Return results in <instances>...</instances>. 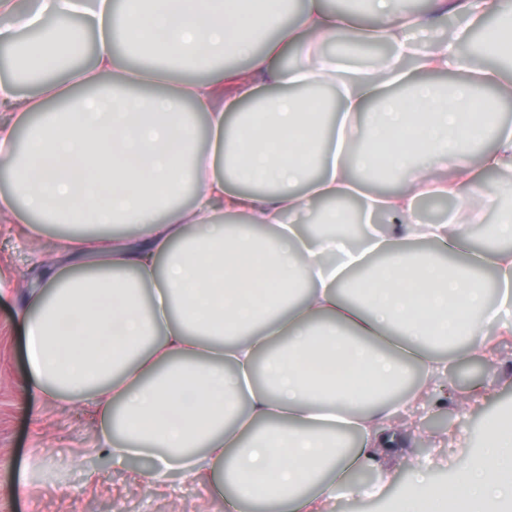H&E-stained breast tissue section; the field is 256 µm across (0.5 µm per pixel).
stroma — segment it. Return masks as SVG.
Segmentation results:
<instances>
[{"instance_id":"1","label":"stroma","mask_w":512,"mask_h":512,"mask_svg":"<svg viewBox=\"0 0 512 512\" xmlns=\"http://www.w3.org/2000/svg\"><path fill=\"white\" fill-rule=\"evenodd\" d=\"M46 258L44 240L0 231V279L8 286L0 295V512H226L224 494L212 476L185 479L176 474L148 484L152 457L114 461L99 446L90 408L29 393L19 313L24 285L38 277ZM481 334L491 358L445 348L437 354L449 360L463 388L482 383L483 398L465 404L452 398L420 411L402 455L385 471L373 465L358 471L357 493L340 501L323 499L319 512H388L404 498L422 463L433 484L459 477L466 459L481 450L487 424L512 413V335L498 333L493 324L483 326ZM40 451L72 456L77 463L66 471L45 468L22 482L25 463ZM381 474L386 477L384 494L363 496L362 487Z\"/></svg>"}]
</instances>
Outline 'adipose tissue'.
<instances>
[{"mask_svg":"<svg viewBox=\"0 0 512 512\" xmlns=\"http://www.w3.org/2000/svg\"><path fill=\"white\" fill-rule=\"evenodd\" d=\"M372 2L370 26L325 0H303L286 26L281 0H41L31 14L0 0L1 43L58 22L20 49L37 94L0 80V168L13 183L0 223L41 237L64 228L20 314L28 390L90 406L115 460L155 457L150 482L212 472L232 512H317L319 499L350 494L365 460L399 456L421 389L389 401L374 385L416 370L447 400L437 386L447 361L428 346L452 340L486 356L479 333L496 312L482 266L512 284L511 249L457 266L439 258L465 248L464 227L495 205L484 173L512 163V128L483 96L503 98L512 73L459 52L490 13L492 54L512 55V0H429L420 15ZM76 15L99 31L88 62L81 39L61 36ZM450 15L460 25L420 51L415 32ZM127 30L154 54L133 70L120 52ZM258 30L279 33L261 52ZM338 37L389 51L372 69L346 68L324 49ZM288 51L294 64L278 66ZM231 57L247 68L224 67ZM166 62L206 77L165 86ZM433 74L452 75L448 91ZM256 102L260 123L247 118ZM193 112L208 151L196 147ZM378 167L403 191L368 186ZM437 170L439 193H470L451 221L409 222ZM350 197L365 221L403 217L398 234L360 246L307 228L312 203ZM392 416L400 427H378ZM348 437L358 447L336 450ZM451 510L512 512V414L489 424Z\"/></svg>","mask_w":512,"mask_h":512,"instance_id":"1","label":"adipose tissue"}]
</instances>
